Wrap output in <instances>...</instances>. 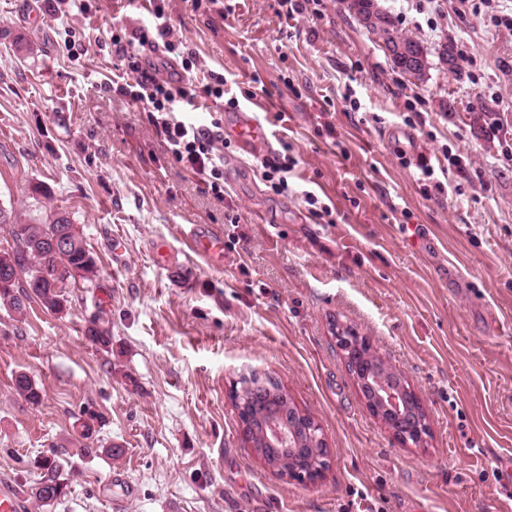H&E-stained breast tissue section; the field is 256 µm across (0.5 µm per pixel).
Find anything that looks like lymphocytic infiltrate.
<instances>
[{
    "label": "lymphocytic infiltrate",
    "mask_w": 512,
    "mask_h": 512,
    "mask_svg": "<svg viewBox=\"0 0 512 512\" xmlns=\"http://www.w3.org/2000/svg\"><path fill=\"white\" fill-rule=\"evenodd\" d=\"M168 0H147L146 16L136 26L113 30L110 37L116 75L106 91L135 104L163 137L172 158L198 177L215 198L224 196V76L208 71L195 80L201 64L195 52L186 51L169 24ZM160 53L181 63L178 80L159 78L147 59ZM208 101L207 117H200L201 101Z\"/></svg>",
    "instance_id": "f902f5d3"
}]
</instances>
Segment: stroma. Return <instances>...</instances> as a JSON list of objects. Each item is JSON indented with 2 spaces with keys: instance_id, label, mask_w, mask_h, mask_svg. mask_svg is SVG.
<instances>
[{
  "instance_id": "obj_1",
  "label": "stroma",
  "mask_w": 512,
  "mask_h": 512,
  "mask_svg": "<svg viewBox=\"0 0 512 512\" xmlns=\"http://www.w3.org/2000/svg\"><path fill=\"white\" fill-rule=\"evenodd\" d=\"M170 0L175 37L222 71L224 95L257 109L268 144L224 150L215 199L134 105L104 93L110 37L140 16L96 0L91 18L46 0H0V206L20 220L69 216L98 276L67 308H0V489L20 512H512V29L460 0H379L429 52L472 55L461 76L394 68L348 10L280 15L277 0ZM86 35L71 56L65 28ZM497 117L488 125L480 106ZM335 137H328L325 125ZM287 150L290 191L256 161ZM462 155L429 196L418 155ZM332 210L310 219L303 191ZM222 230L224 265L184 255L180 232ZM120 240L123 263L112 259ZM169 248L167 266L154 260ZM108 319L111 350L85 336ZM372 338L417 389L432 434L401 445L345 368L332 322ZM245 368L274 374L320 425L329 467L314 484L276 475L244 448L230 398ZM40 405L12 388L16 372ZM94 430L71 442L85 415ZM122 448L120 458L105 450ZM51 458L67 494H28ZM12 385L14 391L28 403L39 405L42 402L43 395L41 390L32 382L27 374L23 372L15 374Z\"/></svg>"
}]
</instances>
